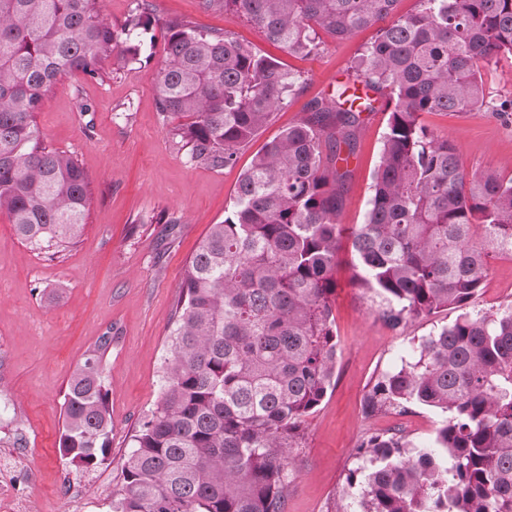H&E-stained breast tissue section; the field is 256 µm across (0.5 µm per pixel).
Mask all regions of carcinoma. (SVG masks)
Returning a JSON list of instances; mask_svg holds the SVG:
<instances>
[{
    "instance_id": "obj_1",
    "label": "carcinoma",
    "mask_w": 512,
    "mask_h": 512,
    "mask_svg": "<svg viewBox=\"0 0 512 512\" xmlns=\"http://www.w3.org/2000/svg\"><path fill=\"white\" fill-rule=\"evenodd\" d=\"M200 0L232 10L288 54L309 59L322 35L374 27L331 98L255 153L224 221L189 259L169 334L162 398L122 469L112 512H285L286 451L333 389L336 256L351 242L362 287L393 328L456 309L416 356L377 379L366 417L413 405L446 414L433 442L399 429L356 447L360 512H512V306L472 312L489 259L512 250V176L467 172L432 112L489 105L483 70L512 58V0ZM103 0H0V214L37 249L60 253L86 227L87 176L40 141L36 114L64 76L97 79L112 60L141 62L155 23L135 0L116 27ZM157 105L193 161L239 151L302 88L301 75L223 29L165 25ZM388 113L364 223H339L357 132ZM100 337L64 398L61 457L86 472L110 451L112 416Z\"/></svg>"
}]
</instances>
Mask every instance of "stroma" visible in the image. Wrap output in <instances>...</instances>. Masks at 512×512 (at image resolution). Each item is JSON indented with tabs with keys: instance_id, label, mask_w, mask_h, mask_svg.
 I'll return each mask as SVG.
<instances>
[{
	"instance_id": "1",
	"label": "stroma",
	"mask_w": 512,
	"mask_h": 512,
	"mask_svg": "<svg viewBox=\"0 0 512 512\" xmlns=\"http://www.w3.org/2000/svg\"><path fill=\"white\" fill-rule=\"evenodd\" d=\"M150 3L156 20L150 59L113 65L100 80L71 74L50 87L37 114L44 142L73 155L90 179L84 236L54 257L17 239L0 214V457L18 458L34 470L33 512H112L131 438L161 396L187 261L211 225L223 221L253 155L304 117L310 100L329 96L346 81L351 62L374 35L367 29L342 41L324 36L320 55L300 60L233 12L202 11L199 0ZM173 19L228 30L302 73V92L274 112L232 165L191 161L157 108L153 75L163 62V26ZM386 119V113H373L358 133L341 223L365 221ZM422 121L448 136L468 171L491 166L512 175V118L483 108L429 113ZM167 214L178 224L162 223ZM134 224L139 231L133 235ZM348 260L341 254L332 297L339 344L335 387L306 418L301 445L290 455L286 512H327L345 495L347 475L359 464L355 448L366 434L398 427L424 447L444 421L443 414L420 405L373 418L364 416L362 406L380 374L399 366L413 343L452 323L456 311L391 328L378 313V299L355 282ZM510 306L512 261L491 258L474 307L494 312ZM107 333L111 449L104 464L82 472L57 448L64 396L76 366Z\"/></svg>"
}]
</instances>
